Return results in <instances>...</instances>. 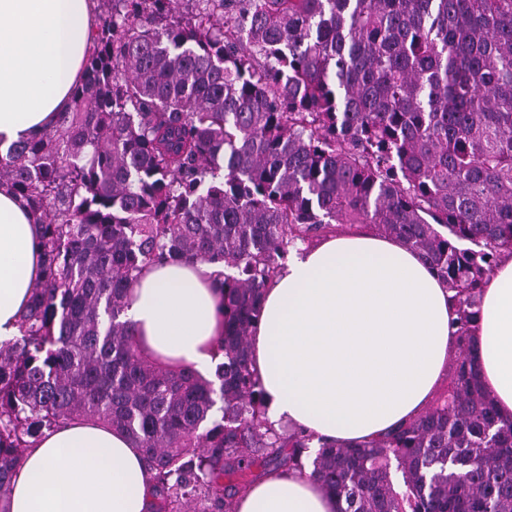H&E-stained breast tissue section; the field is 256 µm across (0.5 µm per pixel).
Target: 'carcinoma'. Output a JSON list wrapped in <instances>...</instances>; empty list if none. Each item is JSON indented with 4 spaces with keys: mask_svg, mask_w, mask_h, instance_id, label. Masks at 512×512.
Masks as SVG:
<instances>
[{
    "mask_svg": "<svg viewBox=\"0 0 512 512\" xmlns=\"http://www.w3.org/2000/svg\"><path fill=\"white\" fill-rule=\"evenodd\" d=\"M54 128L0 156L44 277L0 343V512L43 429L126 432L150 512H234L266 460L341 512H512V420L466 341L512 254V0H100ZM371 224L454 292L447 397L357 446L269 422L249 338L288 250ZM224 265L214 378L144 359L122 320L143 267Z\"/></svg>",
    "mask_w": 512,
    "mask_h": 512,
    "instance_id": "1",
    "label": "carcinoma"
}]
</instances>
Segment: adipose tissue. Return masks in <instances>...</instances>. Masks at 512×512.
<instances>
[{
	"mask_svg": "<svg viewBox=\"0 0 512 512\" xmlns=\"http://www.w3.org/2000/svg\"><path fill=\"white\" fill-rule=\"evenodd\" d=\"M97 0H0V151L54 125L93 49ZM41 228L0 190V342L42 276ZM216 265L154 263L129 290L127 319L147 360L210 375L224 334ZM250 339L274 419L343 446L420 416L460 341L448 287L400 240L373 231L290 251L265 288ZM471 347L483 390L512 419V254L478 297ZM151 473L140 448L109 425L73 419L43 431L13 481L10 512H146ZM320 482L272 471L235 512H340Z\"/></svg>",
	"mask_w": 512,
	"mask_h": 512,
	"instance_id": "ef3b65f1",
	"label": "adipose tissue"
}]
</instances>
